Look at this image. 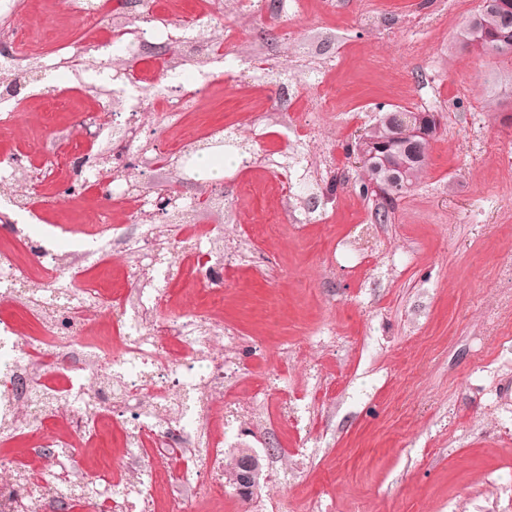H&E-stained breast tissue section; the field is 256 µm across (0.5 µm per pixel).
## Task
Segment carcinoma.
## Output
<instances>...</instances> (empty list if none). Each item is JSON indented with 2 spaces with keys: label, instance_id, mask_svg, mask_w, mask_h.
Wrapping results in <instances>:
<instances>
[{
  "label": "carcinoma",
  "instance_id": "1",
  "mask_svg": "<svg viewBox=\"0 0 512 512\" xmlns=\"http://www.w3.org/2000/svg\"><path fill=\"white\" fill-rule=\"evenodd\" d=\"M467 37H488L498 46L512 49V9L499 0H482V5L466 27ZM440 134V124L431 112L395 107L382 113L378 122L365 132L368 158L361 166L378 203L376 220L385 223L397 200L419 182L426 166L429 143Z\"/></svg>",
  "mask_w": 512,
  "mask_h": 512
}]
</instances>
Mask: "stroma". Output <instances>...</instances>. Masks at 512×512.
Wrapping results in <instances>:
<instances>
[{"label":"stroma","instance_id":"35a3bbf8","mask_svg":"<svg viewBox=\"0 0 512 512\" xmlns=\"http://www.w3.org/2000/svg\"><path fill=\"white\" fill-rule=\"evenodd\" d=\"M39 2L19 14L21 28L45 52L72 48L48 82L22 90L12 131L0 133V160L27 159L12 189L31 205L0 224V246L36 289L31 245L49 236L65 254L100 228L101 191L81 187L96 153H81L62 183L47 172L81 141L107 88L82 48L88 23ZM480 3L312 0L273 20L217 0L201 18L212 37L234 29L224 52L251 67L209 64L184 148L215 124L238 145L225 148L221 177L198 171L190 188L223 191L233 242L268 223L281 194L300 199L224 278L221 318L246 357L233 384L246 394L268 374L299 421L235 426L225 457L247 447L264 468L251 499L225 484L223 512H512V60L464 48ZM287 80L321 96L323 127L304 156L274 167L280 142L301 140L299 128L281 136L266 121L288 108ZM395 106L437 113L441 134L382 224L345 147ZM112 170L143 187L189 188L176 153L161 174L135 157Z\"/></svg>","mask_w":512,"mask_h":512}]
</instances>
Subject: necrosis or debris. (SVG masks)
<instances>
[{
    "instance_id": "necrosis-or-debris-1",
    "label": "necrosis or debris",
    "mask_w": 512,
    "mask_h": 512,
    "mask_svg": "<svg viewBox=\"0 0 512 512\" xmlns=\"http://www.w3.org/2000/svg\"><path fill=\"white\" fill-rule=\"evenodd\" d=\"M23 6V0H0V70L23 75L58 69L55 59L13 25ZM123 8L133 25L113 39L92 38L94 48L111 49L118 57L153 47L150 61L162 78L173 80L180 77L179 67L159 46L176 42L185 54L203 53L192 27L174 33L155 25L154 0H123ZM139 91L137 79L113 77L112 106L137 113L147 105L168 128L182 127L193 94L160 92L146 102ZM84 127L86 142L101 140L122 153L137 150V127H107L93 115ZM102 198L105 224L117 214L140 221L160 205L158 196L119 184L107 185ZM207 209L213 223L181 225L172 251H162L148 230L113 240L96 237L91 248L66 257L42 244L34 247L48 288L38 303L53 317L36 336L20 335L0 318V427L29 430L31 439L23 455L0 459V512H93L106 498L115 512H158L164 500L172 512H223L224 432L253 418L273 388L264 374L246 396L224 387L225 373L238 365L240 346L220 317L223 290L213 286L212 276L234 260L224 254L218 223L223 196L210 198ZM114 253L133 254L145 281L106 297L79 275ZM188 273L204 286L199 300L205 313L158 321L157 306L171 280ZM103 304L111 315L106 334L95 325ZM61 409L68 411L75 435L96 448L111 428L125 430L120 459L103 454L92 472L75 465L57 435ZM173 458L183 463L175 473L166 466Z\"/></svg>"
}]
</instances>
